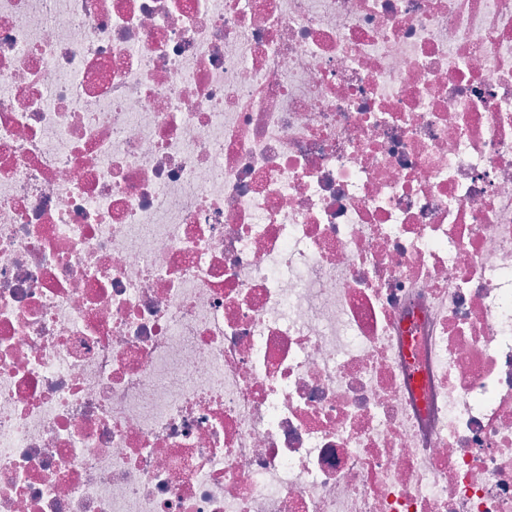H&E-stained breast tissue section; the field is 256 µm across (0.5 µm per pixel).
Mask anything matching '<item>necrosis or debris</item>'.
I'll list each match as a JSON object with an SVG mask.
<instances>
[{
  "instance_id": "necrosis-or-debris-1",
  "label": "necrosis or debris",
  "mask_w": 512,
  "mask_h": 512,
  "mask_svg": "<svg viewBox=\"0 0 512 512\" xmlns=\"http://www.w3.org/2000/svg\"><path fill=\"white\" fill-rule=\"evenodd\" d=\"M0 512H512V0H0Z\"/></svg>"
}]
</instances>
